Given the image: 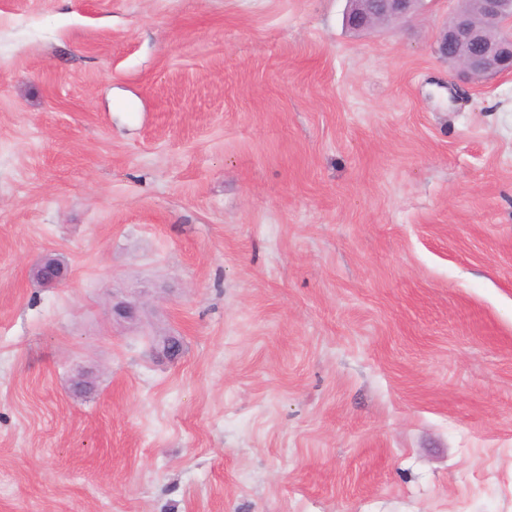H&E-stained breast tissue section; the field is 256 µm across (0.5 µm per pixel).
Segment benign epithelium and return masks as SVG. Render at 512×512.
Masks as SVG:
<instances>
[{
  "label": "benign epithelium",
  "instance_id": "benign-epithelium-1",
  "mask_svg": "<svg viewBox=\"0 0 512 512\" xmlns=\"http://www.w3.org/2000/svg\"><path fill=\"white\" fill-rule=\"evenodd\" d=\"M420 0H349L346 24L354 31L390 25L414 15ZM512 28V0H475L470 8L454 11L437 39L436 52L453 63L462 77L488 79L512 72V36L501 29ZM68 269L52 254H46L29 270L32 283L43 288L59 286ZM112 317L134 320L139 306L128 300L112 302Z\"/></svg>",
  "mask_w": 512,
  "mask_h": 512
}]
</instances>
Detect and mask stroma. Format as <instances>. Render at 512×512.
<instances>
[{
	"mask_svg": "<svg viewBox=\"0 0 512 512\" xmlns=\"http://www.w3.org/2000/svg\"><path fill=\"white\" fill-rule=\"evenodd\" d=\"M454 6L0 0V512H512V72ZM420 0H349L346 24L354 31L390 25L414 15ZM462 4L437 39L436 52L453 63L462 77L479 80L512 72V36L501 29L512 28V0H474ZM471 10L481 18L476 25ZM67 277V267L54 254L42 256L29 270L30 281L43 288L57 287Z\"/></svg>",
	"mask_w": 512,
	"mask_h": 512,
	"instance_id": "1",
	"label": "stroma"
}]
</instances>
